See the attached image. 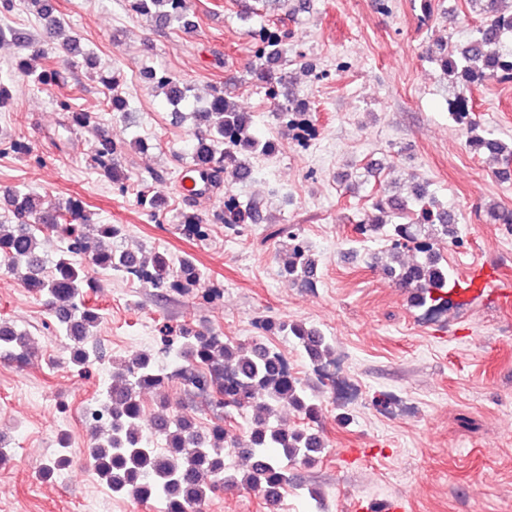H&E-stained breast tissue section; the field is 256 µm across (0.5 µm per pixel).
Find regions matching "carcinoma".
I'll return each instance as SVG.
<instances>
[{
    "mask_svg": "<svg viewBox=\"0 0 512 512\" xmlns=\"http://www.w3.org/2000/svg\"><path fill=\"white\" fill-rule=\"evenodd\" d=\"M479 17L465 43L456 48L448 38L429 42L423 58L440 67L449 78V116L461 126L466 143L475 154L490 152L512 160V146L481 129L472 117L475 88L490 80L512 81V0H464ZM130 10L147 15L161 27L192 26L186 0H130ZM287 34L277 28L261 29L257 63L251 73L265 82L287 81L279 69L286 54ZM157 80L175 119L184 111L194 119L196 130L188 144L190 173L210 183L220 179L229 184L246 183L254 177L251 158L274 153L275 146L260 140L252 131L251 115L240 112L230 100L231 91L223 88L206 102L191 98V87L170 75L151 76ZM303 99H290L288 105L275 103V116L288 127L313 131L306 113L293 105ZM71 128H91L98 113L75 110L61 104ZM117 145L108 136L100 137L90 152L93 168L113 184L125 186L126 177L117 168ZM412 180L405 196L380 193L368 219L355 225L362 238L379 235L385 240L380 257L388 277L408 295L411 303L437 315L448 309L459 285L455 274L443 262L442 250L459 246L458 217L429 191L428 184ZM6 205L15 223L0 224V263L29 293L44 299L56 323V336L71 344V361L85 365L95 352L86 348L95 336L101 316L89 304L88 292L94 287L90 271L112 270L133 276V280L160 294L188 293L199 303L208 304L221 295L216 288L199 287L202 272L190 259L174 264L164 254L137 256L114 243L123 229L117 224H99L96 233L85 232L89 216L76 199L62 203L44 202L33 188L9 194ZM260 203L244 204L229 194L224 199L222 220L238 233L259 219ZM183 229L194 237L206 234L204 220L192 213L183 217ZM277 236L288 239V258L282 266L289 280L306 288L316 287V259L299 230L279 228ZM56 237L65 247L51 260L44 256V242ZM255 328L278 330L293 337L313 365L333 362L334 345L330 337L303 322H275L262 317ZM161 350L175 353L182 361L178 377L192 391L206 395L205 407L216 415L212 426L201 433L189 411L161 403L150 428L141 426L139 394L159 389L170 375L158 369L151 354L140 352L113 368L111 384L100 401L102 412L111 416L103 432L92 431L89 463L112 492L139 502L161 500L165 512H199L202 503L220 489L246 486L275 494L288 484V467L283 462L309 465L324 447L320 430L315 428L321 412L314 386L287 377L283 355L260 342L230 340L213 329L200 330L183 325L175 336L161 338ZM33 356L29 334L0 323V362L19 368ZM295 410L305 420L297 427L279 423L283 407ZM256 410L248 433L240 438L227 427L233 412ZM161 440L158 450L153 442ZM247 448L259 462L242 472L227 476L224 450ZM70 464L59 455L43 468L42 476L53 479Z\"/></svg>",
    "mask_w": 512,
    "mask_h": 512,
    "instance_id": "1",
    "label": "carcinoma"
}]
</instances>
